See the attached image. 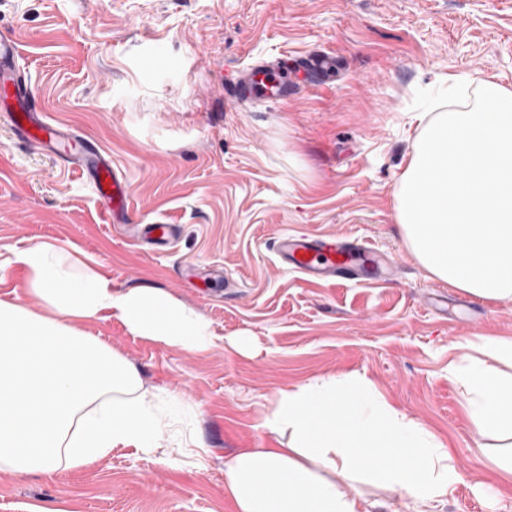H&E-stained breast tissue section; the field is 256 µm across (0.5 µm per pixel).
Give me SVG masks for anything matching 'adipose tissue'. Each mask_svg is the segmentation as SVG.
<instances>
[{
    "instance_id": "obj_1",
    "label": "adipose tissue",
    "mask_w": 512,
    "mask_h": 512,
    "mask_svg": "<svg viewBox=\"0 0 512 512\" xmlns=\"http://www.w3.org/2000/svg\"><path fill=\"white\" fill-rule=\"evenodd\" d=\"M16 260L31 275L27 307L0 298V470L46 478L90 466L117 448L157 452L171 423L196 416L100 337L73 327L107 315L138 336L189 351L211 345L200 314L154 288L117 291L110 279L77 272L44 242ZM475 356L450 363L475 436L493 437L494 463L512 474V339L482 338ZM289 433L284 448L237 452L224 487L237 512H373L368 490L419 506L447 499L460 474L444 443L389 404L358 375L321 377L280 391L267 419Z\"/></svg>"
}]
</instances>
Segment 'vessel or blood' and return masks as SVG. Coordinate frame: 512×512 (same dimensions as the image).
Here are the masks:
<instances>
[{
    "label": "vessel or blood",
    "instance_id": "1",
    "mask_svg": "<svg viewBox=\"0 0 512 512\" xmlns=\"http://www.w3.org/2000/svg\"><path fill=\"white\" fill-rule=\"evenodd\" d=\"M21 49L13 36L0 34V98L9 109L0 112L15 136L43 145L71 166L86 171L103 211L112 218L128 212L132 191L113 167L111 159L73 129L47 121L33 101L31 89L17 77ZM334 61L317 54L299 64L288 57L274 62L257 61L228 84L227 93L240 106L281 100L288 95L300 69L331 72ZM277 261L287 269L315 278L350 279L373 264L372 251L363 240L346 235H283L273 243Z\"/></svg>",
    "mask_w": 512,
    "mask_h": 512
}]
</instances>
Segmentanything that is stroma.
<instances>
[{"label": "stroma", "mask_w": 512, "mask_h": 512, "mask_svg": "<svg viewBox=\"0 0 512 512\" xmlns=\"http://www.w3.org/2000/svg\"><path fill=\"white\" fill-rule=\"evenodd\" d=\"M50 121L96 141L132 188L106 223L84 175L0 123V298L31 305L24 248L52 242L118 291L157 288L203 315L190 352L114 319L81 328L145 385L198 408L182 448H133L47 479L0 471V512H236L224 465L284 448L265 425L278 391L366 377L447 446L461 475L426 512H512V480L477 449L450 362L512 338V301L427 273L397 222V181L420 131L417 88L449 79L512 89V0H0ZM336 58L288 100L235 105L226 82L257 60ZM171 224L154 252L131 224ZM360 237L399 266L390 282L309 281L273 253L282 233Z\"/></svg>", "instance_id": "35a3bbf8"}]
</instances>
